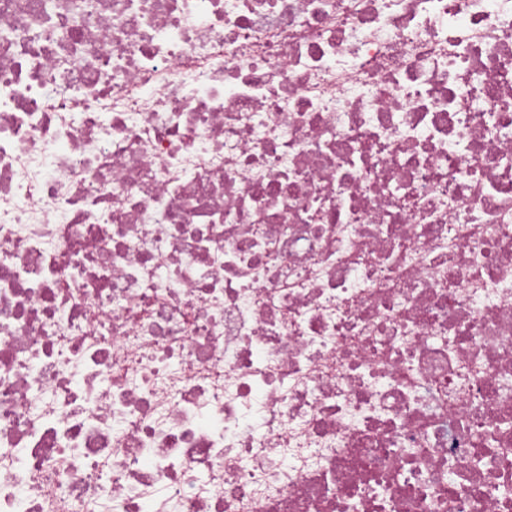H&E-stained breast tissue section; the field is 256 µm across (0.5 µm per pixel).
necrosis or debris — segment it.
Listing matches in <instances>:
<instances>
[{
  "mask_svg": "<svg viewBox=\"0 0 512 512\" xmlns=\"http://www.w3.org/2000/svg\"><path fill=\"white\" fill-rule=\"evenodd\" d=\"M0 512H512V0H0Z\"/></svg>",
  "mask_w": 512,
  "mask_h": 512,
  "instance_id": "necrosis-or-debris-1",
  "label": "necrosis or debris"
}]
</instances>
